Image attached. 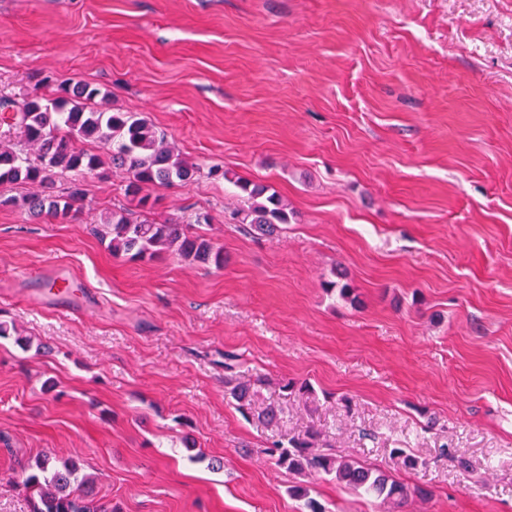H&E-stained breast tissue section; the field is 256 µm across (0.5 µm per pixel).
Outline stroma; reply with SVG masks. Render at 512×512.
Listing matches in <instances>:
<instances>
[{
    "label": "stroma",
    "instance_id": "1",
    "mask_svg": "<svg viewBox=\"0 0 512 512\" xmlns=\"http://www.w3.org/2000/svg\"><path fill=\"white\" fill-rule=\"evenodd\" d=\"M70 78L223 169L150 193L224 266L113 257L120 171L84 178L73 223L0 208V320L29 341L0 338V512H31L42 454L116 512H303L265 450L310 432L428 490L403 512H512V0H0V95ZM240 179L287 200L284 230L232 219ZM42 265L70 312L17 275ZM229 374L264 378L245 408ZM19 276L26 281H54L55 284H59V288H65V290L71 288V280L68 273L58 267L52 268L45 266L37 272L31 269L28 271L26 269H21L19 270Z\"/></svg>",
    "mask_w": 512,
    "mask_h": 512
}]
</instances>
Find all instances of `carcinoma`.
I'll return each instance as SVG.
<instances>
[{
    "instance_id": "obj_1",
    "label": "carcinoma",
    "mask_w": 512,
    "mask_h": 512,
    "mask_svg": "<svg viewBox=\"0 0 512 512\" xmlns=\"http://www.w3.org/2000/svg\"><path fill=\"white\" fill-rule=\"evenodd\" d=\"M16 99L0 96V185H31L38 191L22 196L0 195V207L20 208L34 219L49 217L71 223L82 212L84 191L73 185L56 194L57 179L69 174L95 175L105 168L126 173L125 194L134 209L110 212L104 224L109 236L107 248L115 257L152 260L163 251L183 261L203 266L224 267V250L204 236L188 233L172 221L157 222L146 216L151 209L147 190L175 186L204 175L215 177L220 169L203 170L189 163L168 146L164 133L143 115L114 112L99 105L101 91L85 81L66 80ZM247 194L244 206L233 217L260 235H271L279 225L289 223L288 205L269 186L238 181ZM266 453L287 471L313 480L330 476L345 488L372 498L391 512L405 506L414 496L426 492L411 488L397 477L361 459L338 458L330 448H316L307 439L274 441ZM21 486L33 503V512H113L90 498L80 467L74 460L39 458L21 469ZM304 501L307 512H326L310 497L309 483L288 489Z\"/></svg>"
}]
</instances>
